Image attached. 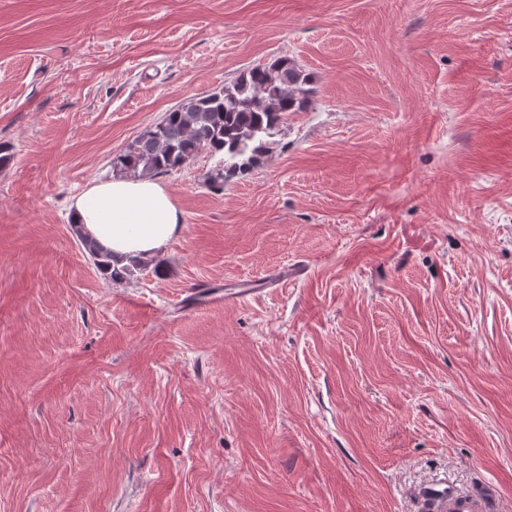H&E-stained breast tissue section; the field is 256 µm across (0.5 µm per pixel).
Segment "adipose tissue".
<instances>
[{
	"label": "adipose tissue",
	"mask_w": 512,
	"mask_h": 512,
	"mask_svg": "<svg viewBox=\"0 0 512 512\" xmlns=\"http://www.w3.org/2000/svg\"><path fill=\"white\" fill-rule=\"evenodd\" d=\"M70 209L81 234L112 256L119 269L148 259L179 234L181 214L168 190L153 179L110 177L91 182Z\"/></svg>",
	"instance_id": "obj_1"
}]
</instances>
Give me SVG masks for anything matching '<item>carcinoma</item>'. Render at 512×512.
<instances>
[{
	"mask_svg": "<svg viewBox=\"0 0 512 512\" xmlns=\"http://www.w3.org/2000/svg\"><path fill=\"white\" fill-rule=\"evenodd\" d=\"M311 84L310 74L288 57L256 65L223 89L165 113L112 158V170L132 180L149 178L178 170L207 151L222 158L205 183L222 190L224 183L260 164L288 113L308 109ZM82 246L96 269L112 280L141 265L133 260L114 270L110 256L85 241Z\"/></svg>",
	"mask_w": 512,
	"mask_h": 512,
	"instance_id": "obj_1",
	"label": "carcinoma"
}]
</instances>
